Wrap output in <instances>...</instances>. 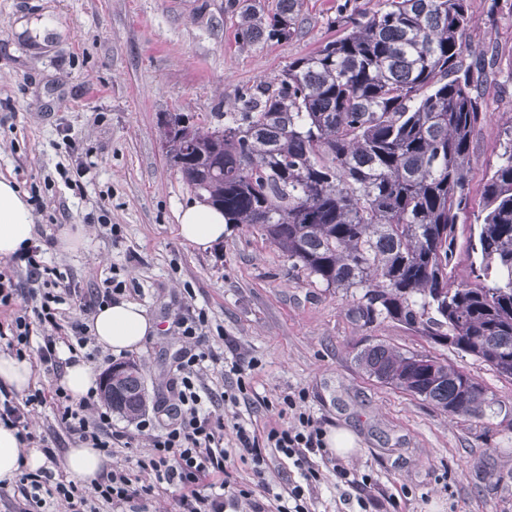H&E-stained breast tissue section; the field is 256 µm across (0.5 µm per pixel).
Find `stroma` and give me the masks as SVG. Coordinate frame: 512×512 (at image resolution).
<instances>
[{
  "label": "stroma",
  "mask_w": 512,
  "mask_h": 512,
  "mask_svg": "<svg viewBox=\"0 0 512 512\" xmlns=\"http://www.w3.org/2000/svg\"><path fill=\"white\" fill-rule=\"evenodd\" d=\"M342 2L305 0L300 35L246 47L227 0H0V179L27 194L44 264L87 292L115 278L157 320L140 348L92 364L101 376L120 362L140 365L147 408L171 395L185 345L177 317L201 309L223 360L199 381L214 397H238L222 405L226 448L236 445L234 423L261 438L287 427L288 394L323 431L357 435L342 464L366 485L347 490L321 463L306 492L314 512H358L361 497L368 512H512V380L396 323L355 322L351 293L312 283L244 225H229L205 252L178 233L177 213L196 195L162 149V119L182 113L223 126L238 89L273 80L337 36L328 22ZM472 13L471 47L493 44L497 73L485 95L493 117L472 139L476 202L497 161L500 121L512 116V0H473ZM70 224L86 230L74 252L57 245ZM373 342L465 371L494 399V414L457 417L369 378L355 354ZM236 357L246 364L240 375L229 370ZM226 469L233 488L259 501L300 480L271 449L262 474L233 452Z\"/></svg>",
  "instance_id": "1"
}]
</instances>
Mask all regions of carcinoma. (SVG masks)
Masks as SVG:
<instances>
[{
	"instance_id": "1",
	"label": "carcinoma",
	"mask_w": 512,
	"mask_h": 512,
	"mask_svg": "<svg viewBox=\"0 0 512 512\" xmlns=\"http://www.w3.org/2000/svg\"><path fill=\"white\" fill-rule=\"evenodd\" d=\"M303 0H228L245 46L299 33ZM471 0H344L335 39L272 81L239 91L223 128L193 125L166 155L227 224L261 233L312 283L354 289L350 312L386 320L463 352L512 379V118L484 184L470 197L473 131L486 117L481 84L492 59L469 57ZM467 237L472 281L454 278ZM371 378L452 415L493 411L484 387L446 360L382 342L356 354ZM104 391L112 409L145 407L143 375L122 364Z\"/></svg>"
}]
</instances>
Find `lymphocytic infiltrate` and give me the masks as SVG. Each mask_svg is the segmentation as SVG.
I'll return each mask as SVG.
<instances>
[{
    "instance_id": "obj_1",
    "label": "lymphocytic infiltrate",
    "mask_w": 512,
    "mask_h": 512,
    "mask_svg": "<svg viewBox=\"0 0 512 512\" xmlns=\"http://www.w3.org/2000/svg\"><path fill=\"white\" fill-rule=\"evenodd\" d=\"M112 294L109 287L91 294L68 285L57 293L48 290L32 305L30 313L15 315L7 344L12 348L29 346L34 327H41L39 341L35 343L38 362L46 371L61 373L60 346L74 343L82 348L89 338L82 323L63 327L58 320L59 305L66 304L88 314L111 303ZM205 323V316L197 315L182 331L187 344L178 358L179 377L174 399L166 409L169 422L164 430L155 431L152 420L147 418L136 425L137 432L145 435L148 448L147 455L138 461L140 471L177 491L178 512H211L216 503L203 492L207 480L224 477V463L233 453L240 459H251L254 466H261L264 461L261 445L265 442L273 444L292 461L304 482L317 479L319 470L313 458L325 453L323 431L313 417L298 411L295 397L283 398L284 405L294 412L288 428L271 430L266 440L261 441L239 424L235 427L236 451L225 448L224 418L208 407L207 398L196 383L205 363L218 360L214 350L204 344ZM49 401L58 408L59 425L81 443L107 453L116 446L131 447L134 434L113 429L111 415L101 411L97 395L91 393L75 402L59 387L51 391L38 388L22 399L6 391L0 393V422L16 427L23 440H31L29 416L35 407ZM17 491L22 497L18 512H50L56 505L63 506L64 512H100L104 503L120 512L140 495L124 469L106 472L89 491L73 482L55 480L53 471L43 468L23 474Z\"/></svg>"
}]
</instances>
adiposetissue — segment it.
<instances>
[{"label":"adipose tissue","mask_w":512,"mask_h":512,"mask_svg":"<svg viewBox=\"0 0 512 512\" xmlns=\"http://www.w3.org/2000/svg\"><path fill=\"white\" fill-rule=\"evenodd\" d=\"M178 232L188 244L201 250L210 249L224 237V215L208 204L197 201L177 214ZM34 235V217L18 185L0 179V259L13 258L24 252ZM89 330L101 348L120 354L141 346L157 332L156 321L139 303L121 298L95 313ZM44 463L40 449L27 448L17 438V430L0 423V482H12L21 469L35 470ZM108 458L86 445L69 449L66 465L85 486H93L108 468Z\"/></svg>","instance_id":"adipose-tissue-1"}]
</instances>
